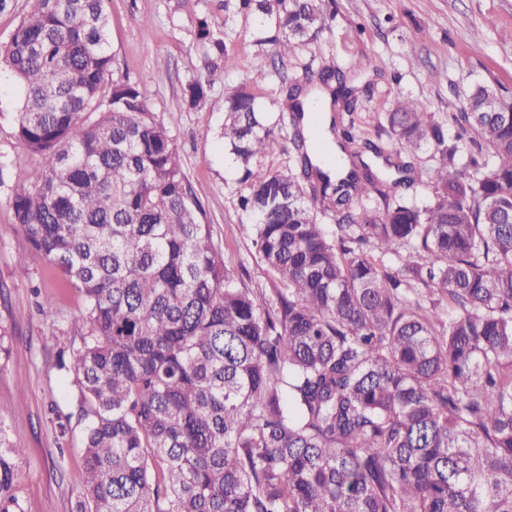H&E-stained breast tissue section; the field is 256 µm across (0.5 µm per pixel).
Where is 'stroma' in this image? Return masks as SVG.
<instances>
[{
	"instance_id": "obj_1",
	"label": "stroma",
	"mask_w": 512,
	"mask_h": 512,
	"mask_svg": "<svg viewBox=\"0 0 512 512\" xmlns=\"http://www.w3.org/2000/svg\"><path fill=\"white\" fill-rule=\"evenodd\" d=\"M111 50L120 72L146 77L143 92L155 118L169 131L183 160L193 195L203 208L224 262L247 287L271 292L276 282L242 234L241 173L221 137L224 88L240 85L258 66L264 82L252 86L260 108L279 111L283 82L303 79L306 68L333 60L350 71L359 58L379 70L356 77L357 103L339 126L356 142L384 144L380 122L397 100H420L427 111H458L476 86L494 89L512 103V0H325L330 27L296 47L286 68L273 66V45H257L266 20L228 8L224 0H105ZM234 56L235 65L203 106L187 109L183 88L202 72L200 21ZM17 88L0 83V329L9 354L0 353V420L24 450L16 494L25 512H75L85 497L82 425L58 442L52 408L75 409L72 387L54 367L58 348L78 330L81 295L63 284L55 268L38 261L18 231L10 198L19 177L46 165L14 136ZM54 294L58 313L45 318L42 294Z\"/></svg>"
}]
</instances>
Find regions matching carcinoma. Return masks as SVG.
<instances>
[{
	"instance_id": "carcinoma-1",
	"label": "carcinoma",
	"mask_w": 512,
	"mask_h": 512,
	"mask_svg": "<svg viewBox=\"0 0 512 512\" xmlns=\"http://www.w3.org/2000/svg\"><path fill=\"white\" fill-rule=\"evenodd\" d=\"M237 2L269 17L257 43L282 67L327 27L319 0ZM197 39L188 109L233 64L207 22ZM0 80L21 92L17 140L50 159L13 189L18 229L85 302L55 360L84 421L78 512H512V104L476 88L450 138L399 101L385 147L350 151L345 133L326 169L323 98L356 102L335 64L306 68L272 123L224 88L242 231L280 284L266 299L224 265L142 81L116 70L104 0H32ZM284 128L288 174L256 163ZM424 149L432 168L402 160ZM425 177L423 206L364 204ZM23 454L0 421V512H25Z\"/></svg>"
}]
</instances>
